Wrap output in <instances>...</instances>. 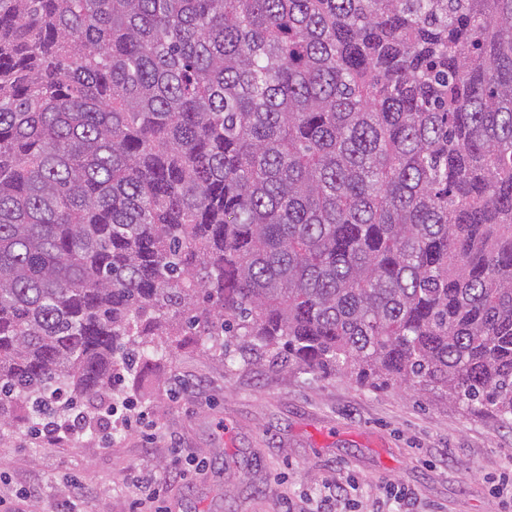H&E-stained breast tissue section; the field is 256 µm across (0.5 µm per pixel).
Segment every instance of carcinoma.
<instances>
[{
    "instance_id": "1",
    "label": "carcinoma",
    "mask_w": 512,
    "mask_h": 512,
    "mask_svg": "<svg viewBox=\"0 0 512 512\" xmlns=\"http://www.w3.org/2000/svg\"><path fill=\"white\" fill-rule=\"evenodd\" d=\"M185 336L512 426V0H0V424Z\"/></svg>"
}]
</instances>
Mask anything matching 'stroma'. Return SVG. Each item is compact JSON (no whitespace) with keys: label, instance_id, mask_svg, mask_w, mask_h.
<instances>
[{"label":"stroma","instance_id":"35a3bbf8","mask_svg":"<svg viewBox=\"0 0 512 512\" xmlns=\"http://www.w3.org/2000/svg\"><path fill=\"white\" fill-rule=\"evenodd\" d=\"M120 390L157 424L153 444L96 417L83 435L50 444L18 419L0 431V490L39 481L41 512H54L77 476L86 491L76 512H130L137 470L197 455L208 468L171 486L170 512H307L334 476L358 481L360 512H377L391 486L411 492L420 512H501L493 486L512 472L511 427L425 391L223 363L190 342L158 363L148 389L127 379Z\"/></svg>","mask_w":512,"mask_h":512}]
</instances>
